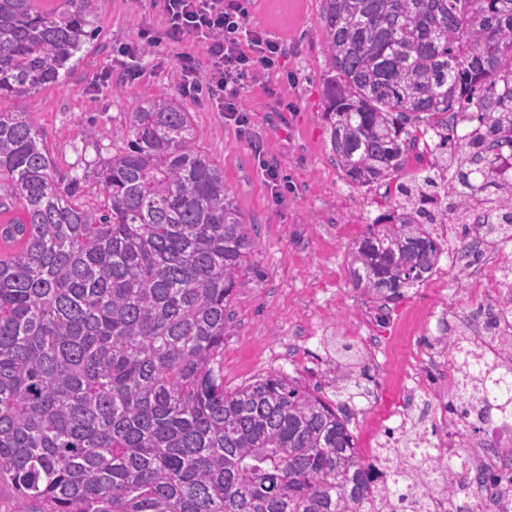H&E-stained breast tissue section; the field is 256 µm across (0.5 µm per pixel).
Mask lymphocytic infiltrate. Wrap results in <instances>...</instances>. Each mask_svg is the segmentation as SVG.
Masks as SVG:
<instances>
[{
	"mask_svg": "<svg viewBox=\"0 0 512 512\" xmlns=\"http://www.w3.org/2000/svg\"><path fill=\"white\" fill-rule=\"evenodd\" d=\"M165 34L172 41L205 42L204 57L181 56V89L206 88L221 111L235 114L236 99L247 78L275 69L284 45L249 26L250 0H154Z\"/></svg>",
	"mask_w": 512,
	"mask_h": 512,
	"instance_id": "f902f5d3",
	"label": "lymphocytic infiltrate"
}]
</instances>
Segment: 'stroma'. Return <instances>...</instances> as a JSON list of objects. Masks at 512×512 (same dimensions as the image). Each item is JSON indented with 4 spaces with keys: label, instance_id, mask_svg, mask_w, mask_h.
<instances>
[{
    "label": "stroma",
    "instance_id": "1",
    "mask_svg": "<svg viewBox=\"0 0 512 512\" xmlns=\"http://www.w3.org/2000/svg\"><path fill=\"white\" fill-rule=\"evenodd\" d=\"M90 9L100 37L69 74L24 101L1 100L0 110L34 113L58 169L82 177L83 200L95 205L101 200L96 162L111 156L112 133L128 112L148 91L180 99L193 116L200 150L223 166L259 242V272L236 288L226 323L225 387L281 370L332 402L337 388L367 366L364 391L349 402V429L362 438L378 413L407 403L399 373L435 336L423 321L445 311L471 319L495 299L473 292L466 272H452L444 258L429 283L391 304L381 325L376 308L352 288L348 254L379 214L385 189L350 186L333 156L323 116L330 63L321 0H255L251 24L283 42L286 57L277 73L250 81L236 100L235 121L206 94L183 95L179 57L204 56L207 46L164 37L152 0H92ZM146 28L159 37L150 51L113 57L114 46L137 44ZM89 118L98 129L92 141L82 134ZM263 160L278 171L280 196L270 191ZM344 344L355 357L338 354Z\"/></svg>",
    "mask_w": 512,
    "mask_h": 512
}]
</instances>
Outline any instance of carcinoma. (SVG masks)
Instances as JSON below:
<instances>
[{"instance_id":"obj_1","label":"carcinoma","mask_w":512,"mask_h":512,"mask_svg":"<svg viewBox=\"0 0 512 512\" xmlns=\"http://www.w3.org/2000/svg\"><path fill=\"white\" fill-rule=\"evenodd\" d=\"M89 5L0 0V99L65 77L96 36ZM321 20L325 118L350 184L389 181L440 131L349 254L353 288L383 320L436 272L437 226L474 211L476 234L512 242L497 197L512 0H323ZM449 112L475 126L458 134ZM117 138L90 208L34 113L0 111V192L24 212L7 220L21 237L0 242V512H373L347 403L281 371L224 388L227 310L258 242L191 113L148 92ZM478 373L495 399L481 420L512 416V375ZM402 443L383 453L408 484L432 453Z\"/></svg>"}]
</instances>
